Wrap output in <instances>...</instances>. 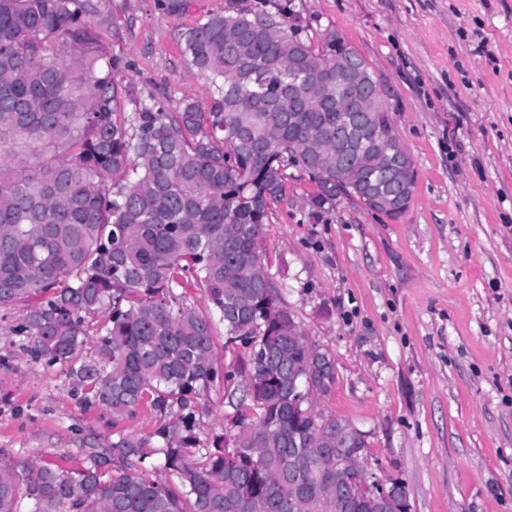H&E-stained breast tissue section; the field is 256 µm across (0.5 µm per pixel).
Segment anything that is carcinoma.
Wrapping results in <instances>:
<instances>
[{
    "instance_id": "carcinoma-1",
    "label": "carcinoma",
    "mask_w": 512,
    "mask_h": 512,
    "mask_svg": "<svg viewBox=\"0 0 512 512\" xmlns=\"http://www.w3.org/2000/svg\"><path fill=\"white\" fill-rule=\"evenodd\" d=\"M274 8L183 32L209 107L123 112L87 0H0V307L26 302L22 350L68 367L84 402L157 419L147 436L79 439L74 471L1 456L0 512H336L324 492L353 425L316 412L335 363L304 341L263 262L269 205L303 176L317 208L338 191L388 196L410 154L380 88L343 85L362 66L349 44L328 31L315 50ZM190 287L224 326L225 365ZM236 378L241 390L225 387ZM221 384L232 426L203 442L197 414ZM406 496L401 483L394 504L365 495L354 512Z\"/></svg>"
}]
</instances>
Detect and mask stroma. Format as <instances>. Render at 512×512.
Here are the masks:
<instances>
[{"label":"stroma","instance_id":"1","mask_svg":"<svg viewBox=\"0 0 512 512\" xmlns=\"http://www.w3.org/2000/svg\"><path fill=\"white\" fill-rule=\"evenodd\" d=\"M312 46L332 30L373 67L416 180L393 220L309 199L270 204L264 263L306 337L334 358L322 417L364 432L371 467L402 479L411 512H512V0H277ZM125 109L208 102L181 35L267 0H90ZM0 309V453L78 468L76 442L152 431L148 408L81 405L61 366L18 354Z\"/></svg>","mask_w":512,"mask_h":512}]
</instances>
